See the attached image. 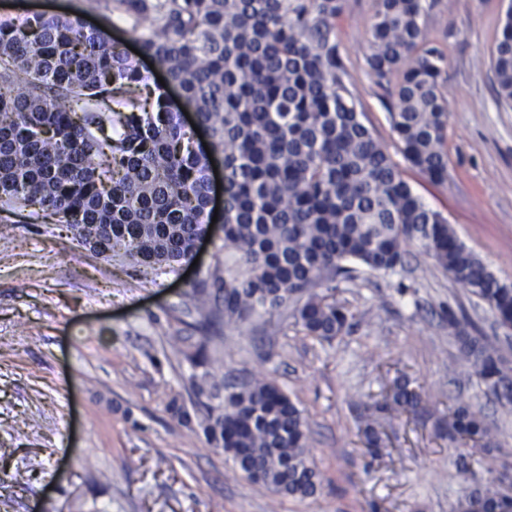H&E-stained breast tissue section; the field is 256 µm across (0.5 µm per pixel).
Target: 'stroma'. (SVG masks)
<instances>
[{"label": "stroma", "mask_w": 512, "mask_h": 512, "mask_svg": "<svg viewBox=\"0 0 512 512\" xmlns=\"http://www.w3.org/2000/svg\"><path fill=\"white\" fill-rule=\"evenodd\" d=\"M512 0H433L430 37L448 55V179L404 165L388 100L364 60L374 0H348L339 51L363 120L422 201L503 282L512 283V108L499 102L491 48ZM219 238L198 267L170 270L107 259L70 229L27 214L0 224V512H455L460 497L512 463V405L480 386L448 333L466 314L512 362L501 328L470 289L411 248L405 267L356 268L336 297L355 315L332 341L298 333L290 312L210 328V369L238 383L263 373L309 427L315 496L250 482L209 443L191 389L188 354L201 341L189 295L198 269L223 266ZM421 392L424 413L379 414L367 449L364 404L396 377ZM177 401L187 423L169 409ZM465 405L493 432L483 465L463 468L462 445L437 433Z\"/></svg>", "instance_id": "stroma-1"}]
</instances>
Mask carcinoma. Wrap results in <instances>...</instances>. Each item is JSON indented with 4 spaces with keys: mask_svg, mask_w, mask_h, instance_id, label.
<instances>
[{
    "mask_svg": "<svg viewBox=\"0 0 512 512\" xmlns=\"http://www.w3.org/2000/svg\"><path fill=\"white\" fill-rule=\"evenodd\" d=\"M131 24L143 55L179 90L151 87L125 48L80 14L0 17V211L15 207L68 224L78 243L106 257L174 269L209 231L211 161L224 167L218 229L224 275L207 270L191 293L207 326L242 325L296 297L295 325L330 341L354 314L336 299L353 261L371 271L404 266L415 245L512 328V287L414 193L365 125L340 56L347 0H90ZM423 0H375L365 62L388 95L390 126L405 160L432 182L448 179V57L429 39ZM498 100L512 107V6L491 51ZM194 113L196 128L182 121ZM208 136L195 145V129ZM322 291H317L320 286ZM471 323L448 313V334L485 392L512 404V367ZM205 336L188 359L205 433L248 480L306 498L320 475L309 460L308 425L290 396L265 377L241 387L206 369ZM407 380L394 382L377 413L421 408ZM438 430L489 451L491 428L467 406ZM499 471L457 504L458 512H512Z\"/></svg>",
    "mask_w": 512,
    "mask_h": 512,
    "instance_id": "1",
    "label": "carcinoma"
}]
</instances>
